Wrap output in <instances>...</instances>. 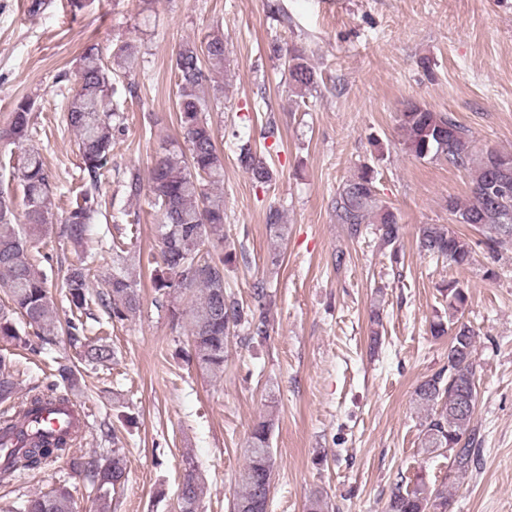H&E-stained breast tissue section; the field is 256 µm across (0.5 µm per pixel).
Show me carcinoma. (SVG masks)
Wrapping results in <instances>:
<instances>
[{
    "mask_svg": "<svg viewBox=\"0 0 512 512\" xmlns=\"http://www.w3.org/2000/svg\"><path fill=\"white\" fill-rule=\"evenodd\" d=\"M270 57L282 62L289 84L300 94L317 84V74L299 47L269 45ZM118 68L129 74L137 67V49L130 42L119 46ZM226 62L224 34L218 30L202 40L179 45L174 62L177 87L178 125L183 142L172 141L162 148L148 174L150 202L160 215L158 270L153 286L165 299L172 326L188 328L192 337L191 358L214 379L224 377V339L230 330L243 329L244 339L254 343L269 337L267 311L270 294L266 283L252 285L251 303L239 301L224 290V274L237 255L224 250V156L218 148V132L209 113L220 104L223 85L216 76L224 74ZM75 89L68 100L65 120L78 138L84 188L61 220L59 236L77 248L85 247L90 227L102 214L99 185L108 166L112 144L125 131L123 113L108 108L116 94L113 72L104 64L98 44L86 43L74 72ZM34 101L22 98L14 105L6 129L0 131V145L16 144L32 135ZM400 129L406 148L416 157L443 158L448 163L472 170L470 195L464 200H448V211L459 224L485 232L484 245L495 253L504 240L512 241V152H473L465 127L446 112H434L416 103L400 113ZM242 168L260 184L273 181L274 171L265 158L248 143L239 147ZM18 179L21 204L9 187L0 186V289L7 303L0 305V338L34 355L49 354L66 337L78 363L55 361L52 380L30 387L21 400L18 371L12 360L0 354V437L13 433L29 418L38 416L53 399L70 401L80 386L78 365L97 369L108 366L114 351L106 339L88 335L91 318V268L80 260L67 267L63 279L71 317L58 318L49 291L48 275L33 261L31 250L44 228L51 223V175L37 151L27 154ZM338 223L360 232L364 224L378 225L380 241L395 245L400 225L394 213L379 203L374 171L365 166L346 181L336 194ZM266 224L274 236L283 237L286 225L277 207L269 208ZM418 249L448 264L463 268L472 263L473 248L443 224H424L417 236ZM123 244L112 242V276L97 304L110 318L127 320L140 308L137 283L132 280L123 253ZM442 293L448 298V317L430 322V335L452 334L448 365L423 380L415 389V401L424 412L421 451L447 453L451 471L459 478L470 470L477 448V429L472 425L477 399L475 379L476 332L459 322L457 315L468 296L455 281ZM24 320L17 327L14 316ZM273 420L265 419L253 429L247 448V462L237 479L234 512H267L273 480L271 435ZM77 438L69 431L52 440L30 438L7 454H0V481L6 482L27 471H35L60 459H68L77 476L88 478L95 489L97 512H112V491L126 481L125 455L120 448L99 460L86 461L74 453ZM204 482L192 456H185L179 485L180 512H198ZM452 486H434L420 477L407 486L396 485L389 512H448ZM14 512H75V503L66 486L48 492L25 494Z\"/></svg>",
    "mask_w": 512,
    "mask_h": 512,
    "instance_id": "cac0c4a2",
    "label": "carcinoma"
}]
</instances>
